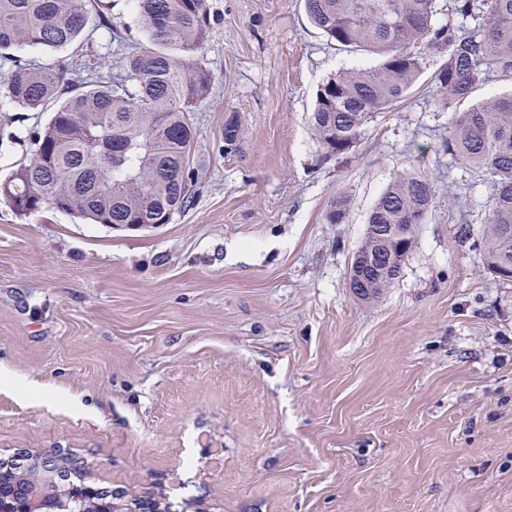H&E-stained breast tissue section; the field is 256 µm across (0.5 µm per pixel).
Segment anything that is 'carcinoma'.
Here are the masks:
<instances>
[{
	"label": "carcinoma",
	"instance_id": "obj_1",
	"mask_svg": "<svg viewBox=\"0 0 512 512\" xmlns=\"http://www.w3.org/2000/svg\"><path fill=\"white\" fill-rule=\"evenodd\" d=\"M145 35L126 45L112 28L105 2L0 0V100L19 112L50 113L27 135V159L0 180V197L21 216L57 208L90 224H168L194 199L190 112L206 98L214 75L197 53L207 42V0H134ZM98 22L87 30L90 7ZM311 22L340 50L380 58L379 67L342 70L317 90L311 123L324 157L345 153L373 114L394 107L416 82L421 51L445 54L435 75L434 105L451 108L496 72L512 74V0H453L471 26L438 25L436 0H304ZM123 50L120 67L101 80L105 51ZM37 47L70 51L64 61L22 59ZM242 128L224 123V149L238 147ZM443 151L489 176L493 195L479 242L487 269L512 282V96L474 103L455 113ZM433 184L412 173L396 176L376 200L370 224L425 220ZM378 298L394 281L367 272ZM93 500L112 512V500L87 484L59 500L83 512ZM0 508L28 512L29 488L10 465H0Z\"/></svg>",
	"mask_w": 512,
	"mask_h": 512
}]
</instances>
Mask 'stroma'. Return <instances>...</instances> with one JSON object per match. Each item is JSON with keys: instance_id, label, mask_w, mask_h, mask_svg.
I'll use <instances>...</instances> for the list:
<instances>
[{"instance_id": "stroma-1", "label": "stroma", "mask_w": 512, "mask_h": 512, "mask_svg": "<svg viewBox=\"0 0 512 512\" xmlns=\"http://www.w3.org/2000/svg\"><path fill=\"white\" fill-rule=\"evenodd\" d=\"M208 6L189 209L112 228L0 199V456L69 453L88 483L165 512H512V283L472 242L489 178L439 148L442 56L328 158L317 89L378 58L337 50L303 0ZM47 120L0 111L1 178ZM404 171L433 206L368 303L350 265Z\"/></svg>"}]
</instances>
